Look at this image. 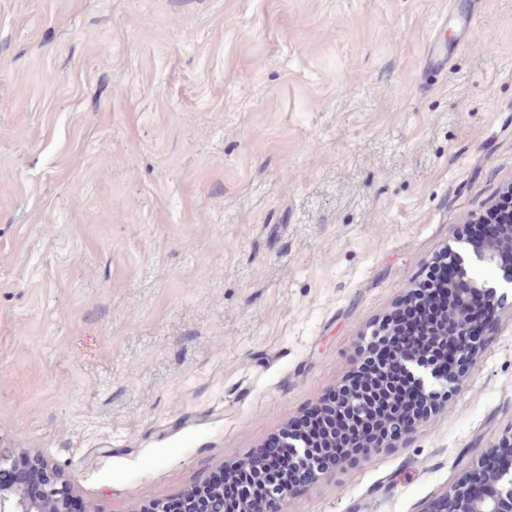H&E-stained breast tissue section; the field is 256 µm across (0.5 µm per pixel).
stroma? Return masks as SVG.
<instances>
[{"label": "stroma", "instance_id": "35a3bbf8", "mask_svg": "<svg viewBox=\"0 0 512 512\" xmlns=\"http://www.w3.org/2000/svg\"><path fill=\"white\" fill-rule=\"evenodd\" d=\"M510 183L512 0H0V452L94 512L201 486ZM489 334L286 512H422L512 426V293Z\"/></svg>", "mask_w": 512, "mask_h": 512}]
</instances>
